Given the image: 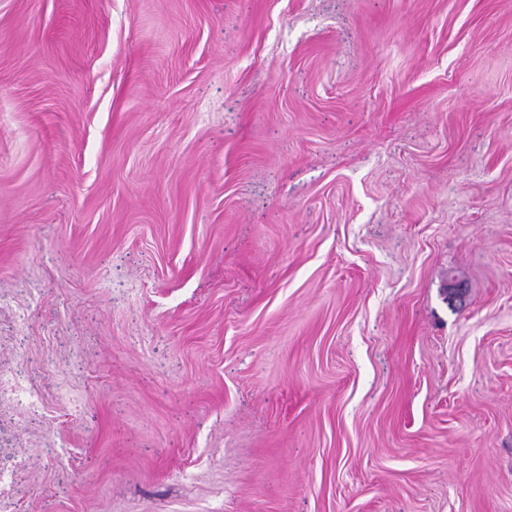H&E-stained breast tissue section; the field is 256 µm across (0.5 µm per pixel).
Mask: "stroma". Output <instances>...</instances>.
<instances>
[{"mask_svg": "<svg viewBox=\"0 0 512 512\" xmlns=\"http://www.w3.org/2000/svg\"><path fill=\"white\" fill-rule=\"evenodd\" d=\"M0 377L14 512H512V0H0Z\"/></svg>", "mask_w": 512, "mask_h": 512, "instance_id": "stroma-1", "label": "stroma"}]
</instances>
